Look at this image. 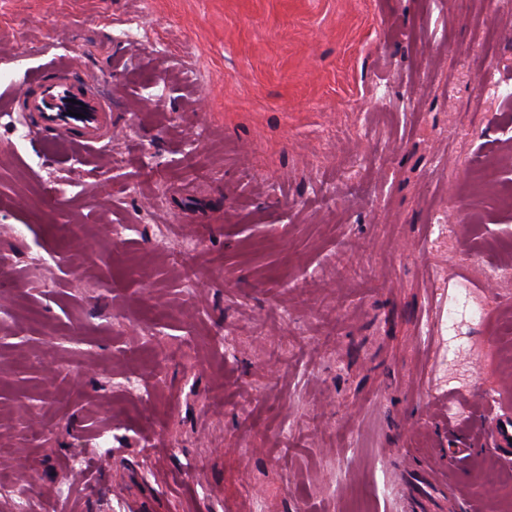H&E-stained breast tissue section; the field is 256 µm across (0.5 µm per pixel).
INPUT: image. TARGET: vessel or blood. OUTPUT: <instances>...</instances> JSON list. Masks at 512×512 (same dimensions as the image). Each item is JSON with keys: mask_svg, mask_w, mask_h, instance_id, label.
Listing matches in <instances>:
<instances>
[{"mask_svg": "<svg viewBox=\"0 0 512 512\" xmlns=\"http://www.w3.org/2000/svg\"><path fill=\"white\" fill-rule=\"evenodd\" d=\"M12 101L44 137H59L92 148L112 133V104L87 80L64 68L42 70L14 93ZM490 433L504 453L512 452V416L497 418Z\"/></svg>", "mask_w": 512, "mask_h": 512, "instance_id": "1", "label": "vessel or blood"}]
</instances>
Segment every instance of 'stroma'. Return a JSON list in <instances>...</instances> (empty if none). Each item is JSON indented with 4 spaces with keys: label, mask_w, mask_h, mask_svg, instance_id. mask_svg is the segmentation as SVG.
<instances>
[{
    "label": "stroma",
    "mask_w": 512,
    "mask_h": 512,
    "mask_svg": "<svg viewBox=\"0 0 512 512\" xmlns=\"http://www.w3.org/2000/svg\"><path fill=\"white\" fill-rule=\"evenodd\" d=\"M59 62L95 150L8 105ZM511 191L512 0H0V483L512 512ZM490 433L502 452L507 454L512 452V442H509V438H512V416L510 414L497 418L490 426Z\"/></svg>",
    "instance_id": "35a3bbf8"
}]
</instances>
